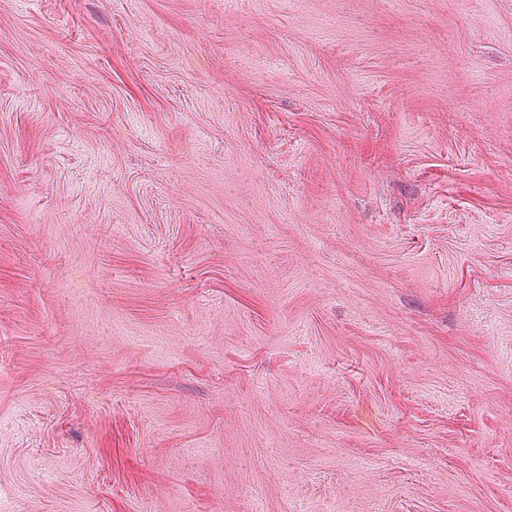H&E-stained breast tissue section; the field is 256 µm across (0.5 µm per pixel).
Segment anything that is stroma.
Returning <instances> with one entry per match:
<instances>
[{
    "label": "stroma",
    "instance_id": "obj_1",
    "mask_svg": "<svg viewBox=\"0 0 512 512\" xmlns=\"http://www.w3.org/2000/svg\"><path fill=\"white\" fill-rule=\"evenodd\" d=\"M0 512H512V0H0Z\"/></svg>",
    "mask_w": 512,
    "mask_h": 512
}]
</instances>
